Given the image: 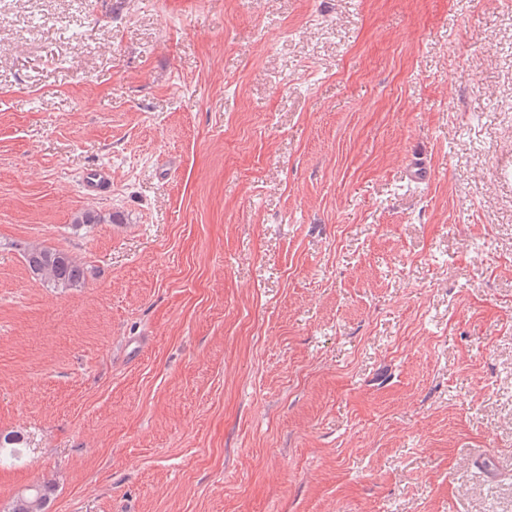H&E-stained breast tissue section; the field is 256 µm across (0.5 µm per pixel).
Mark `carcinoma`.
I'll return each instance as SVG.
<instances>
[{
    "mask_svg": "<svg viewBox=\"0 0 512 512\" xmlns=\"http://www.w3.org/2000/svg\"><path fill=\"white\" fill-rule=\"evenodd\" d=\"M22 257L31 278L50 288H82L92 273V267L84 260L41 242L25 244ZM25 450L26 442L20 435L0 437V459L19 460ZM54 486V479L45 478L17 492L7 512H47Z\"/></svg>",
    "mask_w": 512,
    "mask_h": 512,
    "instance_id": "cac0c4a2",
    "label": "carcinoma"
}]
</instances>
